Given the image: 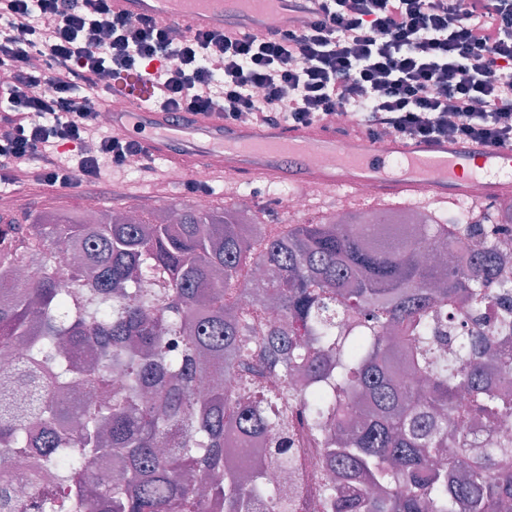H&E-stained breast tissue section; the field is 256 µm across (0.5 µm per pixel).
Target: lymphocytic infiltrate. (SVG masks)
<instances>
[{
    "label": "lymphocytic infiltrate",
    "instance_id": "lymphocytic-infiltrate-1",
    "mask_svg": "<svg viewBox=\"0 0 512 512\" xmlns=\"http://www.w3.org/2000/svg\"><path fill=\"white\" fill-rule=\"evenodd\" d=\"M169 30L110 0H0V184L96 188L131 156L152 170L138 143L98 136L94 110L110 74L146 68L150 108L175 124L218 110L307 127L354 108L376 141L512 146V0H318L288 33Z\"/></svg>",
    "mask_w": 512,
    "mask_h": 512
}]
</instances>
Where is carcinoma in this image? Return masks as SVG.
Returning <instances> with one entry per match:
<instances>
[{"label": "carcinoma", "instance_id": "cac0c4a2", "mask_svg": "<svg viewBox=\"0 0 512 512\" xmlns=\"http://www.w3.org/2000/svg\"><path fill=\"white\" fill-rule=\"evenodd\" d=\"M178 222L74 218L46 213L31 224L0 217V265L28 270L0 283V357L14 359L27 402L0 401V448L13 450L29 492L0 479V512H301L283 480L294 465L296 416L324 439L331 512H507L512 442L476 448L443 422L449 409L491 425L512 410V307L497 326L477 322L491 285L512 261L506 223L420 225L402 238L378 217L356 223L292 224L280 235L247 234L235 209L181 206ZM465 236L448 268L423 249ZM75 247L76 263L55 250ZM260 266L281 319L259 343L252 313L226 296L249 289L239 272ZM76 288L60 293L59 278ZM98 356L79 360L89 343ZM403 365L424 385L395 384ZM127 384L110 391L108 367ZM238 369L240 388L194 392L198 380ZM284 381L272 390L251 378ZM91 398L71 403V388ZM263 436L247 470L224 463V428ZM126 460L89 476L87 459Z\"/></svg>", "mask_w": 512, "mask_h": 512}]
</instances>
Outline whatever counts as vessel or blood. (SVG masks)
Instances as JSON below:
<instances>
[{
  "instance_id": "b4317fda",
  "label": "vessel or blood",
  "mask_w": 512,
  "mask_h": 512,
  "mask_svg": "<svg viewBox=\"0 0 512 512\" xmlns=\"http://www.w3.org/2000/svg\"><path fill=\"white\" fill-rule=\"evenodd\" d=\"M126 16L177 21L187 32L223 31L262 36L302 28L308 21L298 0H111ZM148 76L132 72L115 81L111 94L128 100L112 113V134L134 139L168 168L189 174L223 172L230 183L261 179L341 190L345 204L361 205L370 187L373 203L387 199L456 204L512 200V147L448 141L391 139L374 142L320 126H239L221 114L198 115L173 124L163 112L142 109L151 97Z\"/></svg>"
}]
</instances>
